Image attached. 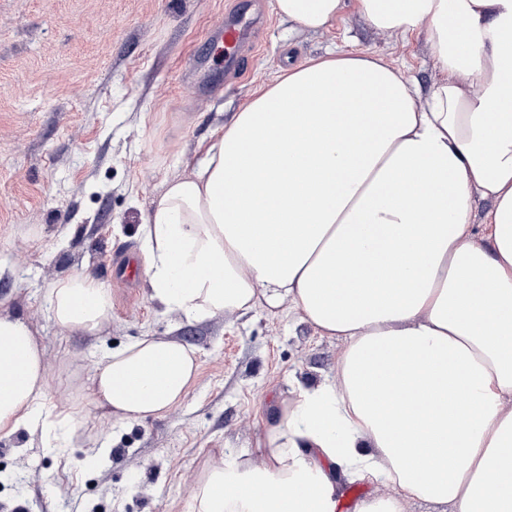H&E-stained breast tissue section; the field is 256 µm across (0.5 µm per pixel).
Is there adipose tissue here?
<instances>
[{
	"instance_id": "adipose-tissue-1",
	"label": "adipose tissue",
	"mask_w": 512,
	"mask_h": 512,
	"mask_svg": "<svg viewBox=\"0 0 512 512\" xmlns=\"http://www.w3.org/2000/svg\"><path fill=\"white\" fill-rule=\"evenodd\" d=\"M318 32L342 0H273ZM379 31L424 32L445 77L420 95L382 58L329 50L285 68L212 133L144 221L154 298L187 320L288 307L341 340L334 377L283 403L266 467L204 471L194 512H336L342 480L394 495L355 512H512V0H357ZM489 201L483 229L475 202ZM55 326L93 334L110 288L52 283ZM197 363L143 337L107 352L94 400L125 420L188 395ZM32 331L0 316V434L62 418Z\"/></svg>"
}]
</instances>
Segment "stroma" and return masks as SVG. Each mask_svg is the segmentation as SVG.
I'll list each match as a JSON object with an SVG mask.
<instances>
[{
  "label": "stroma",
  "instance_id": "1",
  "mask_svg": "<svg viewBox=\"0 0 512 512\" xmlns=\"http://www.w3.org/2000/svg\"><path fill=\"white\" fill-rule=\"evenodd\" d=\"M236 2L0 0V314L27 321L47 403L74 415L50 434L0 438V512H191L205 468L259 458L294 385L333 375L340 341L297 316L259 306L189 321L154 299L144 273L116 264L141 258L167 182L283 68L335 48L377 54L423 92L442 77L424 33L376 31L356 0L320 32L260 0L267 24L246 73L228 78L224 17ZM74 273L112 290V318L93 336L60 331L47 310L49 285ZM145 336L190 346L198 371L178 407L123 420L93 404L94 368Z\"/></svg>",
  "mask_w": 512,
  "mask_h": 512
}]
</instances>
